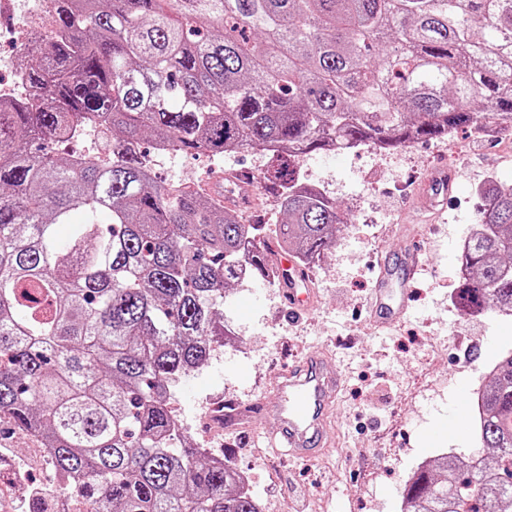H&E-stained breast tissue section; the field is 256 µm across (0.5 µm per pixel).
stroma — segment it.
<instances>
[{"label":"stroma","instance_id":"35a3bbf8","mask_svg":"<svg viewBox=\"0 0 512 512\" xmlns=\"http://www.w3.org/2000/svg\"><path fill=\"white\" fill-rule=\"evenodd\" d=\"M484 127L453 139L421 140L388 152L361 148L302 157L297 172L343 211L336 242L311 275L314 304L288 313L282 288L253 277L232 284L217 311L233 334L201 369L174 388L173 406L194 447L231 457L249 478L263 512H399L406 481L422 461L443 452L469 458L481 444L473 422L454 437L423 443V430L452 413L460 386L477 391L489 367L512 349V316L461 314L455 304L461 244L473 224L478 188L512 185V153ZM265 156L243 152L221 166L173 153L155 168L171 185L196 182L220 191L216 172H247L260 187ZM451 167L457 185L445 207L428 206L417 186L438 166ZM415 244L422 266L413 283L410 316L371 330L362 313L382 258ZM340 362L345 381L333 411L336 445L312 462L261 448L265 409L279 371L311 348ZM250 385H242L240 370ZM241 412L216 424L212 403Z\"/></svg>","mask_w":512,"mask_h":512}]
</instances>
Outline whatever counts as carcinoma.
Instances as JSON below:
<instances>
[{
    "label": "carcinoma",
    "mask_w": 512,
    "mask_h": 512,
    "mask_svg": "<svg viewBox=\"0 0 512 512\" xmlns=\"http://www.w3.org/2000/svg\"><path fill=\"white\" fill-rule=\"evenodd\" d=\"M24 66L0 101V421L46 435L87 512H261L229 458L186 445L173 388L230 338L215 312L230 284L276 276V247L310 271L346 223L298 156L512 127V0H54ZM93 125L109 162L54 151ZM146 133L265 155L282 219L151 178ZM478 196L457 305L511 313L512 186ZM483 409L492 464L438 455L403 512H512L511 350Z\"/></svg>",
    "instance_id": "cac0c4a2"
}]
</instances>
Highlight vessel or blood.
Listing matches in <instances>:
<instances>
[{
	"mask_svg": "<svg viewBox=\"0 0 512 512\" xmlns=\"http://www.w3.org/2000/svg\"><path fill=\"white\" fill-rule=\"evenodd\" d=\"M454 185V174L440 169L430 174L424 190L436 200L450 195ZM277 266L280 279L288 283L289 306L307 309L313 299L310 275L301 273L292 257L284 253ZM420 266V253L413 245L397 260L380 263L371 303V320L377 328L392 326L407 316ZM342 385L339 364L319 348L309 350L300 363L285 369L275 388L277 403L268 410L269 420L278 426L276 433L267 435L268 445H285L289 455L299 461L317 458L331 445L330 413Z\"/></svg>",
	"mask_w": 512,
	"mask_h": 512,
	"instance_id": "vessel-or-blood-1",
	"label": "vessel or blood"
}]
</instances>
